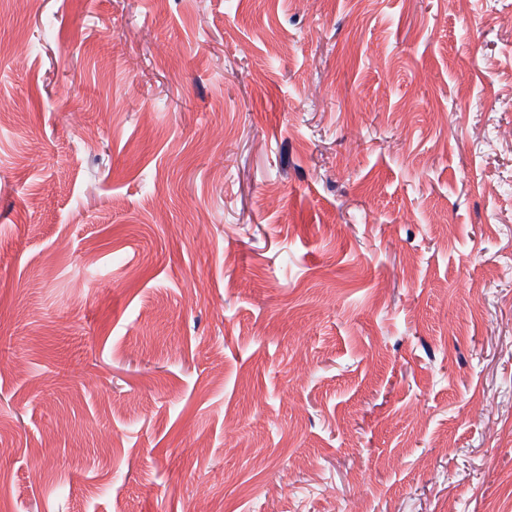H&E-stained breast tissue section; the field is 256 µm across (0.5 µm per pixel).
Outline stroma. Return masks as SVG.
I'll return each instance as SVG.
<instances>
[{
  "label": "stroma",
  "instance_id": "obj_1",
  "mask_svg": "<svg viewBox=\"0 0 512 512\" xmlns=\"http://www.w3.org/2000/svg\"><path fill=\"white\" fill-rule=\"evenodd\" d=\"M0 512H512V0H0Z\"/></svg>",
  "mask_w": 512,
  "mask_h": 512
}]
</instances>
